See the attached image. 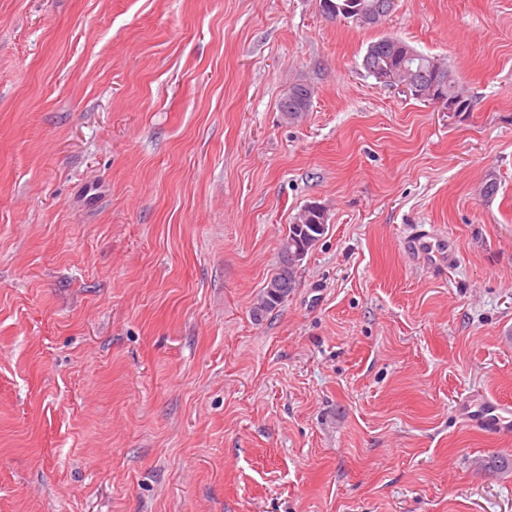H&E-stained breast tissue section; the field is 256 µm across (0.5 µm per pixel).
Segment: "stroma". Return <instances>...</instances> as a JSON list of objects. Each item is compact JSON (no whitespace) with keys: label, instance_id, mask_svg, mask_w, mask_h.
Instances as JSON below:
<instances>
[{"label":"stroma","instance_id":"stroma-1","mask_svg":"<svg viewBox=\"0 0 512 512\" xmlns=\"http://www.w3.org/2000/svg\"><path fill=\"white\" fill-rule=\"evenodd\" d=\"M385 36L472 110L376 84ZM472 394L512 403V0H0V512H512ZM388 65L407 72L412 88L441 86L448 97L463 95V101L471 109V99L459 85L458 78L445 58L426 55L402 39L386 36L368 45L362 58V67L368 76L373 77L374 71L382 70ZM433 68H438L440 72ZM314 90L308 84H295L288 89L280 102V111L288 121L297 120L307 112ZM303 209L298 216L294 218L295 220L292 224H288V229L281 240L278 267L260 290L258 301L252 309V316L256 321L262 319L265 314L280 306L288 298L295 287V277L298 267L308 252L321 240L327 231V220L325 229L322 232L315 230L309 223L305 224V219L302 214ZM298 227H300V231L303 227L306 228L315 236L309 239L306 253L301 258H293L289 254V251L295 248L294 235H299V232H297ZM407 248L422 257L429 265L447 267L455 259L452 249L444 240L437 238L429 231L420 229L409 234L404 241Z\"/></svg>","mask_w":512,"mask_h":512}]
</instances>
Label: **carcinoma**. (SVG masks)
<instances>
[{
    "label": "carcinoma",
    "instance_id": "carcinoma-1",
    "mask_svg": "<svg viewBox=\"0 0 512 512\" xmlns=\"http://www.w3.org/2000/svg\"><path fill=\"white\" fill-rule=\"evenodd\" d=\"M387 66L407 72L413 88L437 85L442 87L447 96L462 95L466 104H471V99L465 96L451 65L442 57L426 55L402 39L386 36L368 45L362 58V67L371 75ZM313 93V88L307 84L290 87L280 102V111L284 117L292 122L308 111ZM299 227H304L313 234L307 246L309 250L324 236L323 232L304 223L301 213L288 225L281 240L278 267L260 290L258 301L252 309V316L256 321L280 306L295 287L296 272L302 259L292 257L289 251L295 248L294 235Z\"/></svg>",
    "mask_w": 512,
    "mask_h": 512
}]
</instances>
